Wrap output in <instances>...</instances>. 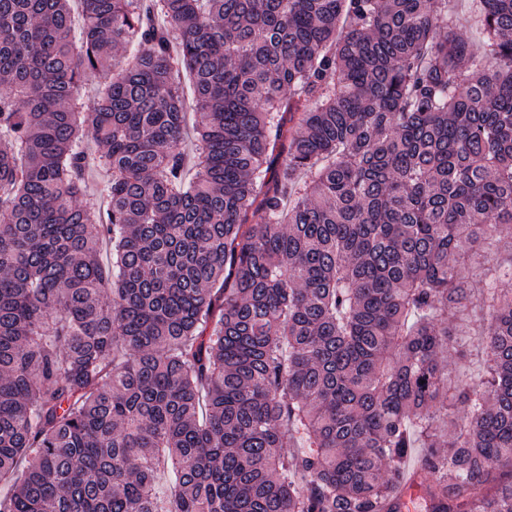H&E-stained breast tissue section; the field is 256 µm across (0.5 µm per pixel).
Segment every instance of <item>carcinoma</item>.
I'll return each mask as SVG.
<instances>
[{"label": "carcinoma", "instance_id": "carcinoma-1", "mask_svg": "<svg viewBox=\"0 0 512 512\" xmlns=\"http://www.w3.org/2000/svg\"><path fill=\"white\" fill-rule=\"evenodd\" d=\"M471 2L479 49L448 0H0V512H512V0Z\"/></svg>", "mask_w": 512, "mask_h": 512}]
</instances>
